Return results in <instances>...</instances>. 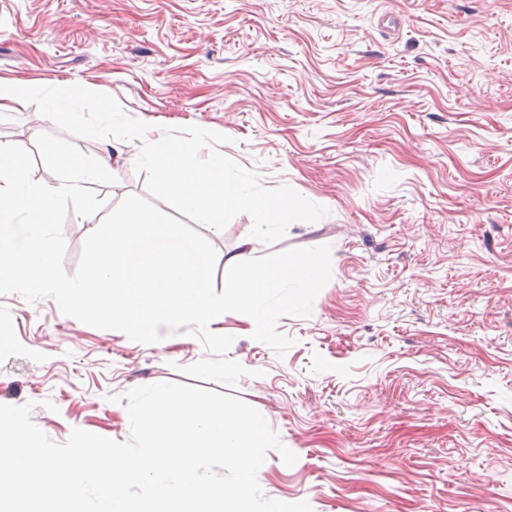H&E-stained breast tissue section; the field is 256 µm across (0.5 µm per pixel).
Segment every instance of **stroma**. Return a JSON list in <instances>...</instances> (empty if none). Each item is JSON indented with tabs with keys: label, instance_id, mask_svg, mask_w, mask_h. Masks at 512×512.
Instances as JSON below:
<instances>
[{
	"label": "stroma",
	"instance_id": "1",
	"mask_svg": "<svg viewBox=\"0 0 512 512\" xmlns=\"http://www.w3.org/2000/svg\"><path fill=\"white\" fill-rule=\"evenodd\" d=\"M99 103L56 118L0 112V142L50 132L96 158L130 195L208 236L219 257L252 231L196 224L141 158L197 138L224 176L292 199L298 218L256 234L258 255L329 246L309 316H286L284 356L239 313L236 385L297 460L269 451L264 495L312 512H512V0H0V82ZM136 128L114 147L112 115ZM103 212L68 214L77 268ZM253 232V231H252ZM184 333L146 345L87 326L44 298L0 296V404L33 403L54 442L80 428L130 436L127 393L191 384L206 357Z\"/></svg>",
	"mask_w": 512,
	"mask_h": 512
}]
</instances>
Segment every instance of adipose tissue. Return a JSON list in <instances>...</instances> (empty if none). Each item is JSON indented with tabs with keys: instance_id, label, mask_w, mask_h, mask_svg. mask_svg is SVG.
I'll use <instances>...</instances> for the list:
<instances>
[{
	"instance_id": "ef3b65f1",
	"label": "adipose tissue",
	"mask_w": 512,
	"mask_h": 512,
	"mask_svg": "<svg viewBox=\"0 0 512 512\" xmlns=\"http://www.w3.org/2000/svg\"><path fill=\"white\" fill-rule=\"evenodd\" d=\"M35 100L45 111L57 112L94 104L95 92L83 85L65 83L43 98L28 84L0 83V108L15 109ZM143 164L149 175L161 179L170 196L195 214L199 223L217 231L223 227L225 212L237 207H249L260 227L287 223L295 213L288 199L262 197L247 182L227 180L223 154L212 152L204 161H197L190 140L172 146L157 144Z\"/></svg>"
}]
</instances>
